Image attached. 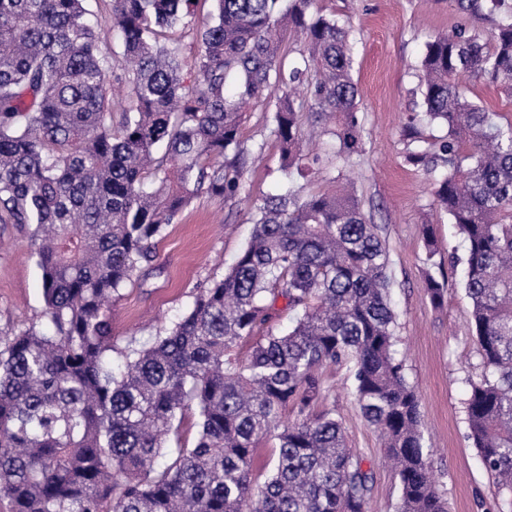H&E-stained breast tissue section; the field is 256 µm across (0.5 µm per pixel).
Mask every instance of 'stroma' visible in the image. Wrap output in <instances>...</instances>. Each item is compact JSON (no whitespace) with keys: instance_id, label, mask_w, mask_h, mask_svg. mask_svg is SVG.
<instances>
[{"instance_id":"35a3bbf8","label":"stroma","mask_w":512,"mask_h":512,"mask_svg":"<svg viewBox=\"0 0 512 512\" xmlns=\"http://www.w3.org/2000/svg\"><path fill=\"white\" fill-rule=\"evenodd\" d=\"M321 13L336 16L354 38L352 78L360 96L364 144L348 162L335 157L317 113L299 115L309 179L286 167L269 134L281 91L270 87L247 112L242 135L262 155L247 167L244 189L223 200L200 195L169 225L155 259L112 303V333L118 347L129 338L147 344L191 305L197 287L222 275L251 238L254 200L306 185L331 192L337 176L356 182L366 216L379 227L390 258L391 298L398 314V350L408 381L421 398V422L429 460L448 512H499L501 496L468 438L462 412L466 380L478 376L476 345L467 328L470 303L461 270L448 254L461 244L446 215L436 212L430 180L405 160L403 131L417 112L419 62L425 42L464 24L490 36L498 20L459 13L452 0H316ZM432 225L439 252L427 259L423 225ZM444 283L447 300L433 307L428 279ZM43 292L37 258L26 233L0 223V328L41 323ZM334 389L328 407L341 419L348 445L371 466L370 512H395L399 480L384 461L380 437L347 391L348 370L324 368Z\"/></svg>"}]
</instances>
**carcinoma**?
<instances>
[{
	"label": "carcinoma",
	"mask_w": 512,
	"mask_h": 512,
	"mask_svg": "<svg viewBox=\"0 0 512 512\" xmlns=\"http://www.w3.org/2000/svg\"><path fill=\"white\" fill-rule=\"evenodd\" d=\"M84 2L0 0V222L29 231L46 321L0 328V501L10 512H368L372 470L336 410L315 411L330 396L321 370L338 365L395 467L397 512H447L396 350L389 255L350 186L256 200L234 263L112 365V299L195 199L239 195L253 154L242 124L271 85V134L301 176L303 110L331 120L337 157L362 150L348 30L315 0H213L188 84L182 48L158 30L192 27L189 0H112L116 77ZM456 2L502 22L486 40L462 25L425 44L420 120L446 133L425 147L408 126L405 159L430 175L465 243L481 369L463 400L468 438L512 512V121L468 96L487 79L512 98V0ZM285 27L308 52L290 69ZM427 295L440 308L447 289L430 277ZM188 414L194 444L168 446ZM267 437L275 457L260 481Z\"/></svg>",
	"instance_id": "1"
}]
</instances>
